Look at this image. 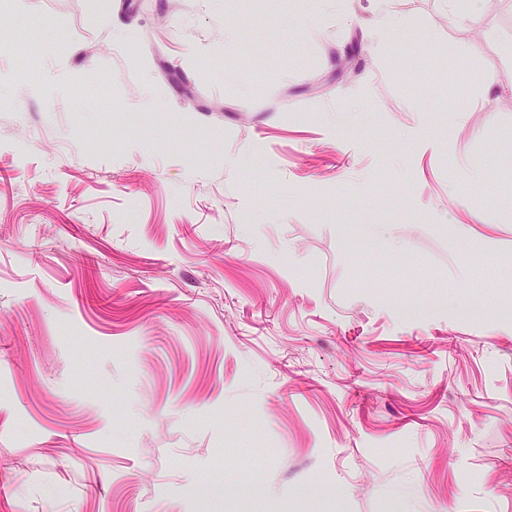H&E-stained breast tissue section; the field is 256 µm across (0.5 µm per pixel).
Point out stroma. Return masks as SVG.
<instances>
[{
    "label": "stroma",
    "mask_w": 512,
    "mask_h": 512,
    "mask_svg": "<svg viewBox=\"0 0 512 512\" xmlns=\"http://www.w3.org/2000/svg\"><path fill=\"white\" fill-rule=\"evenodd\" d=\"M376 19L0 0V512H512V0Z\"/></svg>",
    "instance_id": "obj_1"
}]
</instances>
